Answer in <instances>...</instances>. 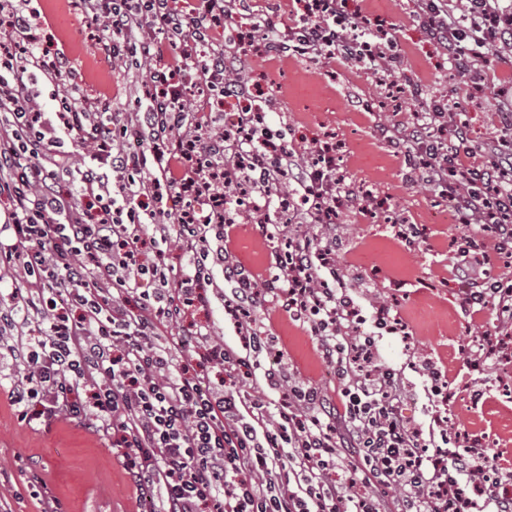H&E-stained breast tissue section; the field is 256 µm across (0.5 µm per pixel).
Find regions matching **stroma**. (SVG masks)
Listing matches in <instances>:
<instances>
[{
	"label": "stroma",
	"instance_id": "35a3bbf8",
	"mask_svg": "<svg viewBox=\"0 0 512 512\" xmlns=\"http://www.w3.org/2000/svg\"><path fill=\"white\" fill-rule=\"evenodd\" d=\"M31 6L47 18L34 31L37 41L50 51L64 48L69 57L64 82L78 84L92 105L107 101L112 111H122L131 78L104 58L98 25L76 0H32ZM346 9L390 27L400 56L391 79L421 87V95L389 97L376 75L342 60L248 55L239 65L248 82L271 97L273 124L287 133L290 148L302 153L329 139L341 145L336 167L354 198L336 210L337 276L363 311L385 305L405 327L406 337L386 334L377 340L382 361L406 387L405 416L425 423L440 415L449 432L493 449L502 468L512 469V362H491L479 373L468 367L476 336L491 331L512 346V328L500 327L492 310L468 309L456 275L462 226L438 219L448 204L445 194L423 179H408L401 156L379 132L383 126L410 129L416 113L438 102L455 104L467 119L470 162L485 165L484 146L500 132L498 111L512 103V44L499 45L488 67L469 80L429 37L416 0H347ZM394 215L420 227L415 242L398 236L390 222ZM285 248L279 227L266 235L242 223L227 251L230 261L261 282L275 274V258ZM232 289L214 271L204 288L209 303L194 315L196 326L218 341L234 334L224 320ZM251 318L265 339L257 355L261 366L282 354L293 381L319 387L331 405H340L342 380L320 357L309 328L288 316L279 297L263 294ZM429 366L447 381L450 402L429 400ZM18 372L10 353H0V512H40L41 503L23 491L42 482L65 512H144L145 501L159 503L158 492L146 497L130 484L111 437L91 434L68 411L48 427L20 422L8 398ZM476 390L483 393L477 401Z\"/></svg>",
	"mask_w": 512,
	"mask_h": 512
}]
</instances>
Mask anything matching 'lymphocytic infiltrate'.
I'll return each instance as SVG.
<instances>
[{
  "label": "lymphocytic infiltrate",
  "instance_id": "1",
  "mask_svg": "<svg viewBox=\"0 0 512 512\" xmlns=\"http://www.w3.org/2000/svg\"><path fill=\"white\" fill-rule=\"evenodd\" d=\"M295 2L294 23L280 29L255 14L250 0H78L104 32V56L134 70L150 58L152 79L113 113L91 109L78 86H62L59 109L49 114L24 75L35 69L59 82L69 60L39 47L31 33L39 15L29 0H0V269L23 279L0 308V334L14 330L19 315L39 326L10 348L21 367L10 403L20 419L48 422L59 402L84 392L73 415L111 434L130 482L159 489L162 512H388L391 488L401 493L399 512H512V497L485 479L498 470L497 455L449 437L439 417L425 426L405 418L401 377L382 364L375 340L358 335L365 321L359 305L346 288L324 285L336 271L333 242L301 229L287 265L260 288L211 246L233 224L231 187L284 209L281 181L293 175L304 204L292 215L300 227L328 223L350 189L336 173L333 145L302 157L284 144L226 133L222 109L210 103L187 110L185 72L228 99L242 86L225 74L247 53L338 57L386 73L398 60L387 30L353 16L338 27L345 0ZM480 2L478 15L454 14L435 0L425 5L432 38L461 71L486 46L481 17L512 18L501 0ZM232 17L241 34L228 42L224 21ZM258 31L261 43L247 41ZM361 42L376 51L352 53ZM129 137L147 141V152H123ZM466 139L460 113L440 106L388 137L420 163L425 181L443 189L459 224L493 227L501 249L512 244V113L486 148L492 167L467 163ZM68 142L84 144L82 164H73ZM272 149L276 166L261 167ZM62 173L75 190L58 188ZM171 193L185 203L176 214L161 207ZM172 239L189 257L176 278L167 261ZM217 267L237 284L235 301L224 304L236 343L190 328L167 341L166 322H183L191 307L207 304L200 288ZM460 273L472 289L469 305L496 309L501 326L511 327L512 275L476 258ZM277 289L344 380L342 412L324 405L315 388L285 386L279 367L262 374L281 393L274 413L262 401L203 386L198 367L230 376L250 368L262 340L247 309L260 291ZM60 296L71 299L74 313L58 308ZM332 470L344 479L330 480Z\"/></svg>",
  "mask_w": 512,
  "mask_h": 512
}]
</instances>
